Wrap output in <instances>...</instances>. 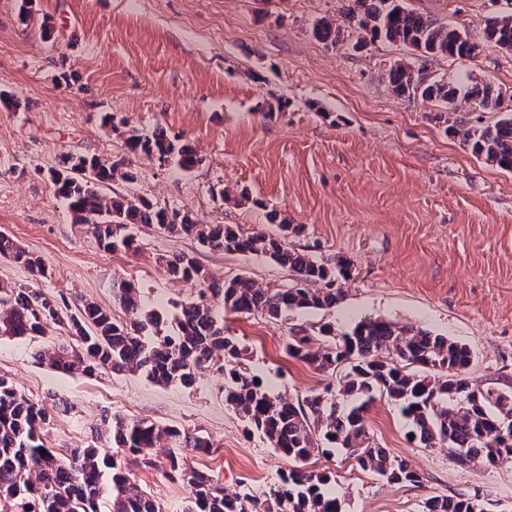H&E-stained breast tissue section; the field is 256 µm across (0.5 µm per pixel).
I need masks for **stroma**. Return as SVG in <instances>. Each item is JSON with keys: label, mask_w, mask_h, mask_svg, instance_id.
I'll return each instance as SVG.
<instances>
[{"label": "stroma", "mask_w": 512, "mask_h": 512, "mask_svg": "<svg viewBox=\"0 0 512 512\" xmlns=\"http://www.w3.org/2000/svg\"><path fill=\"white\" fill-rule=\"evenodd\" d=\"M405 5L480 45L472 59L424 58L382 40L362 42L345 19L346 0H31L35 21L20 20L19 0H0V90L17 107H0V232L42 259L46 277L0 259V285L38 288L95 303L124 319L114 282L137 288L145 310L173 319L197 298L194 281L174 279L165 261L196 257L217 277H250L274 288L289 275L261 256L201 247L196 240L142 224L133 249H102L75 223L48 175L62 155L117 160L122 133L167 128L199 158L185 172L134 159V182L109 195L138 196L180 209L202 224L277 233L301 227L292 248L350 269L337 280L336 308L299 312L295 323L329 322L347 331L364 318L425 328L466 345L475 383L512 391V172L476 157L448 132L443 105L397 96L385 81L397 61L436 78L488 84L496 110L459 103L470 126L512 113V51L484 35L489 18L512 14V0H405ZM52 27L40 36L39 20ZM340 24L339 43L315 27ZM273 104L272 116L260 114ZM246 194L242 204L225 195ZM227 335L245 364L290 401L332 382L288 356L285 323L225 313ZM71 341L63 329L0 337V376L50 420L43 437L62 453L95 446L103 415L173 425L209 439L211 453L188 461L229 491L259 495L288 462L224 400V377L202 371L193 388L160 387L129 372L62 374L36 352ZM373 441L422 476L416 485L359 471L340 451L312 458L336 475L342 512H422L426 498L475 497L484 512H512V463L460 464L444 448L409 436L397 405L377 399L366 416ZM165 455L131 473L162 512H183L186 487L167 476Z\"/></svg>", "instance_id": "1"}]
</instances>
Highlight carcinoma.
I'll return each mask as SVG.
<instances>
[{
  "label": "carcinoma",
  "mask_w": 512,
  "mask_h": 512,
  "mask_svg": "<svg viewBox=\"0 0 512 512\" xmlns=\"http://www.w3.org/2000/svg\"><path fill=\"white\" fill-rule=\"evenodd\" d=\"M347 15L363 37L402 43L425 57L474 58L480 52L478 43L409 10L404 0H348ZM315 34L335 43L340 28L325 21ZM485 37L512 51V14L488 21ZM386 79L395 95L437 101L450 115L456 114L462 100L484 110L499 105V95L489 85L444 81L404 62L391 65ZM448 130L474 155L512 171V115L482 129L455 119ZM124 134L125 147L135 156L173 163L185 171L198 163L196 151L164 127L149 135L133 129ZM116 179H134L128 160L64 155L60 168L51 171L54 193L67 201L76 222L87 225L103 248L131 247V226L146 224L192 237L210 250L267 257L288 270L292 283L271 288L247 277L226 281L210 275L189 254L177 253L167 260L169 273L196 280L203 288L198 299L180 306L169 326L144 313L137 289L124 281L115 286L114 297L130 316L128 322L116 320L94 303L73 307L62 295L1 285L0 337L65 327L75 343L38 355L40 362L62 373L132 372L156 385L190 388L201 371L214 368L224 374L228 404L292 467L260 496L229 493L187 464L184 451L210 452L213 444L207 438L175 426L108 415L96 428L104 448H75L62 455L43 441L49 421L45 408L1 376L0 502L18 504L22 512H101L100 501L106 498L107 512H162L131 481L121 459L153 467L155 449L168 448V475L188 490L183 512H341L339 497L328 491L336 482L333 473L304 468L320 452L340 448L359 470L390 483L421 482L410 464L373 443L364 415L379 396L400 407L421 447H447L463 462L512 463V431L502 435L494 428L495 423L512 419V392L475 385L468 372L470 349L425 329L365 318L338 337L328 323L294 325L286 353L316 371L339 374L336 385L293 403L255 382L257 376L242 364L244 350L235 338L224 335V312L257 313L286 323L295 311L329 310L342 299L334 287L336 275L345 276L347 270L338 271L329 261L291 249L288 238L300 233L297 225L280 224L274 236L199 224L187 212L157 208L141 197L103 195L101 187ZM0 258L25 266L35 277L45 274L39 259L1 233ZM423 512H483V507L475 499L436 495L424 501Z\"/></svg>",
  "instance_id": "obj_1"
}]
</instances>
